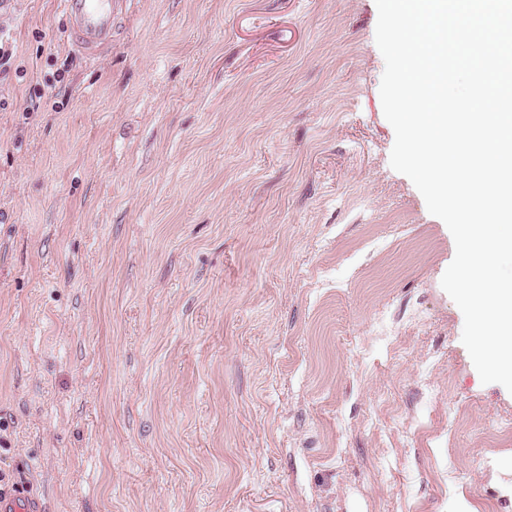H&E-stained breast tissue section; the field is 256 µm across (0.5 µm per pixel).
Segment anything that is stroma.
Instances as JSON below:
<instances>
[{
  "mask_svg": "<svg viewBox=\"0 0 512 512\" xmlns=\"http://www.w3.org/2000/svg\"><path fill=\"white\" fill-rule=\"evenodd\" d=\"M375 0L0 19V475L38 512H512ZM66 31L89 59L112 45V20L116 7L126 0H61Z\"/></svg>",
  "mask_w": 512,
  "mask_h": 512,
  "instance_id": "obj_1",
  "label": "stroma"
}]
</instances>
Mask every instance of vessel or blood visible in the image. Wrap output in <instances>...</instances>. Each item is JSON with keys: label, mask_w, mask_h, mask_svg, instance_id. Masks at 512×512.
Wrapping results in <instances>:
<instances>
[{"label": "vessel or blood", "mask_w": 512, "mask_h": 512, "mask_svg": "<svg viewBox=\"0 0 512 512\" xmlns=\"http://www.w3.org/2000/svg\"><path fill=\"white\" fill-rule=\"evenodd\" d=\"M66 30L88 58L112 43V20L123 0H61Z\"/></svg>", "instance_id": "1"}]
</instances>
